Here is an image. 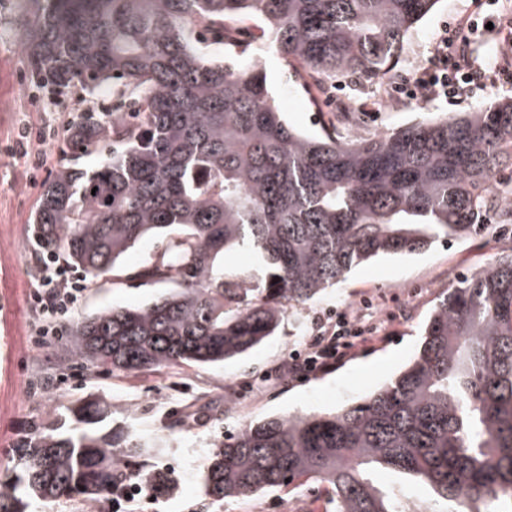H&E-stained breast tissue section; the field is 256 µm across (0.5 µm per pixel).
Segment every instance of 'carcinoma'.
<instances>
[{"label": "carcinoma", "mask_w": 512, "mask_h": 512, "mask_svg": "<svg viewBox=\"0 0 512 512\" xmlns=\"http://www.w3.org/2000/svg\"><path fill=\"white\" fill-rule=\"evenodd\" d=\"M438 0H46L26 23L33 76L90 97L120 84L131 112L87 107L64 142L78 154L119 144L97 166L60 165L32 217L36 246L93 281L146 235L163 249L137 278L167 284L138 308H103L72 323L67 343L95 368L134 374L219 363L278 328L294 304L379 256L421 253L482 228L512 200L492 190L512 167V100L370 139L303 134L275 105L265 75L202 53L240 18L313 80L384 77L409 29ZM248 245L262 274L224 271ZM106 398L76 401L36 427L0 481V512L73 494L102 507L135 479L156 496L175 483L142 458L155 439L105 429ZM384 467L424 485L432 505L512 508V251L444 291L413 358L361 402L272 417L217 439L201 472L206 505L327 486L336 512H407L371 478Z\"/></svg>", "instance_id": "1"}]
</instances>
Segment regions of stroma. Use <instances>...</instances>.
I'll list each match as a JSON object with an SVG mask.
<instances>
[{
  "mask_svg": "<svg viewBox=\"0 0 512 512\" xmlns=\"http://www.w3.org/2000/svg\"><path fill=\"white\" fill-rule=\"evenodd\" d=\"M43 9V0H0V479L11 474L16 450L31 427L64 414L70 402L90 395L105 397L116 424L160 437L163 448L152 454L151 468L169 474L176 491L169 497L146 494L118 500L108 512H333L324 486L308 483L293 491H275L250 499H232L205 509L201 464L217 438L268 417L331 411L371 394L414 356L421 327L440 293L498 257L503 242L496 227L463 240L436 243L415 255L379 257L361 264L336 287L293 305L274 336L248 354L220 364L180 366L164 372L115 375L73 360L54 384L41 378L66 354L67 322L58 321L57 336L41 348L30 336L42 320L29 302L38 285L37 262L27 242L31 216L45 185L66 153L52 149L47 165L29 176L23 158L10 148L20 125L51 126L64 131L86 106H128L111 88L91 101L36 87L30 77L23 24ZM512 17V0H438L435 9L410 30L391 73L385 78L347 81L329 96L317 86L307 95L287 93L290 66L273 46L243 40L234 47L238 63L263 70L275 103L295 127L339 134L343 140L370 138L424 120L488 108L512 98V81L495 71L501 60L493 39L472 41L469 58L485 71L464 102L439 97L421 101L403 96V108L387 111V88L411 85L430 67L447 30L463 19L483 21ZM161 293L159 286L138 280L111 286L89 284L72 319L106 307L141 306ZM370 329L365 344L355 347L329 370L295 377L288 372L293 351L309 352L325 332L317 319L332 309ZM208 408L191 426L170 432L171 417Z\"/></svg>",
  "mask_w": 512,
  "mask_h": 512,
  "instance_id": "stroma-1",
  "label": "stroma"
}]
</instances>
